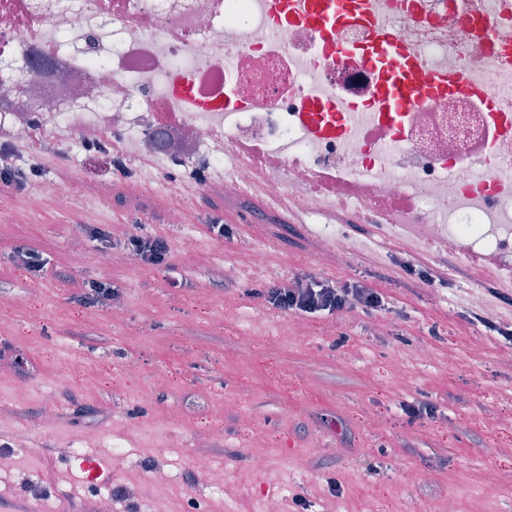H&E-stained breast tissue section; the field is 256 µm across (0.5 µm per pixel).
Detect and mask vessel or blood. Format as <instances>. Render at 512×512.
Returning a JSON list of instances; mask_svg holds the SVG:
<instances>
[{"label": "vessel or blood", "mask_w": 512, "mask_h": 512, "mask_svg": "<svg viewBox=\"0 0 512 512\" xmlns=\"http://www.w3.org/2000/svg\"><path fill=\"white\" fill-rule=\"evenodd\" d=\"M276 17L311 25L322 35L325 52L345 54V47L334 41L340 26L351 21H369L365 0H269ZM361 58L380 69L384 75L380 110L391 124H399L406 112L432 99L455 93H467L488 99L487 88L460 76H417V62L412 53L388 30H379L375 42L361 50ZM305 115L315 133L344 134L343 111L330 101L314 98L307 102Z\"/></svg>", "instance_id": "1"}]
</instances>
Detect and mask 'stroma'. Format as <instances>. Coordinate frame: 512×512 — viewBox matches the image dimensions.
I'll return each instance as SVG.
<instances>
[{
    "label": "stroma",
    "instance_id": "35a3bbf8",
    "mask_svg": "<svg viewBox=\"0 0 512 512\" xmlns=\"http://www.w3.org/2000/svg\"><path fill=\"white\" fill-rule=\"evenodd\" d=\"M42 166L72 186L70 209L33 186L0 187V447L15 451L0 497L54 512L69 495L89 510L119 486L115 512H267L273 498L295 512L298 497L310 512H512V343L473 320L470 302L483 294L493 321L512 325V276L498 263L336 209L271 215L258 191L242 203L161 170L123 178L65 146ZM164 184L183 223L168 220ZM216 216L231 236L213 232ZM326 231L359 250L324 258ZM135 235L165 239L166 263L130 264ZM20 246L41 255L40 274L15 260ZM407 259L443 268L447 287H416ZM304 275L361 281L387 307L298 316L259 294ZM92 280L115 297L87 302ZM419 348L431 364H409ZM63 365L72 384L54 379ZM406 400L432 410L409 420ZM199 455L222 464L235 495L206 484ZM407 469L434 479L405 486ZM488 482L499 496H482Z\"/></svg>",
    "mask_w": 512,
    "mask_h": 512
}]
</instances>
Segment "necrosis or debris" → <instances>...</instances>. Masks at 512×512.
Listing matches in <instances>:
<instances>
[{
  "label": "necrosis or debris",
  "instance_id": "1",
  "mask_svg": "<svg viewBox=\"0 0 512 512\" xmlns=\"http://www.w3.org/2000/svg\"><path fill=\"white\" fill-rule=\"evenodd\" d=\"M424 77L483 84L497 113L443 96L392 127L372 105L377 69L324 55L319 33L281 26L267 0H0V141L34 131L79 152L103 142L113 165L204 170L267 207L347 203L370 224L417 233L451 256L512 262V0H367ZM348 111L344 136L317 135L302 106ZM165 130L176 151L157 148Z\"/></svg>",
  "mask_w": 512,
  "mask_h": 512
}]
</instances>
